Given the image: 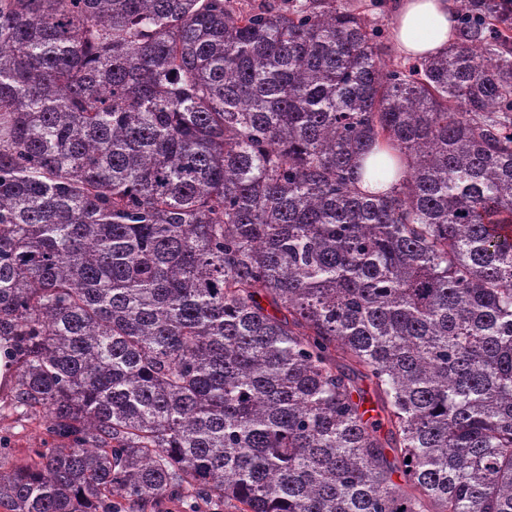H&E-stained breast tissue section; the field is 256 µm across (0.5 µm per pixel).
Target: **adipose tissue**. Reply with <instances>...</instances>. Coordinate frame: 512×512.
<instances>
[{
	"label": "adipose tissue",
	"instance_id": "obj_1",
	"mask_svg": "<svg viewBox=\"0 0 512 512\" xmlns=\"http://www.w3.org/2000/svg\"><path fill=\"white\" fill-rule=\"evenodd\" d=\"M391 23L399 52L409 58L444 52L454 40L448 0H394Z\"/></svg>",
	"mask_w": 512,
	"mask_h": 512
}]
</instances>
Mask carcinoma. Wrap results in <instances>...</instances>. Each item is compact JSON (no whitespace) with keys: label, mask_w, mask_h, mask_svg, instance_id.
Returning <instances> with one entry per match:
<instances>
[{"label":"carcinoma","mask_w":512,"mask_h":512,"mask_svg":"<svg viewBox=\"0 0 512 512\" xmlns=\"http://www.w3.org/2000/svg\"><path fill=\"white\" fill-rule=\"evenodd\" d=\"M453 2L389 65L349 0H0V512H512V0ZM13 350L8 340H0V392L9 393L13 385L14 369L12 361ZM14 392V391H13ZM13 392L7 396L0 394V432L7 435L4 447L9 448L0 456V465L9 468L11 465L28 454L31 448H38L41 439L45 437L44 430L38 422L23 420L9 408H4L5 402L10 401Z\"/></svg>","instance_id":"cac0c4a2"}]
</instances>
